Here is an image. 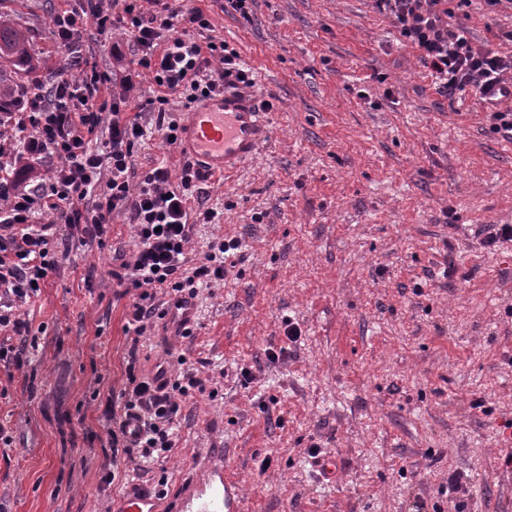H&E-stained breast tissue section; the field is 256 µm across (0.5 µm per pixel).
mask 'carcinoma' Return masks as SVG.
<instances>
[{
	"mask_svg": "<svg viewBox=\"0 0 512 512\" xmlns=\"http://www.w3.org/2000/svg\"><path fill=\"white\" fill-rule=\"evenodd\" d=\"M34 64L28 29L0 16V123L5 112H15L23 99V80L34 77Z\"/></svg>",
	"mask_w": 512,
	"mask_h": 512,
	"instance_id": "obj_1",
	"label": "carcinoma"
}]
</instances>
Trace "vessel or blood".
Here are the masks:
<instances>
[{
	"label": "vessel or blood",
	"instance_id": "vessel-or-blood-1",
	"mask_svg": "<svg viewBox=\"0 0 512 512\" xmlns=\"http://www.w3.org/2000/svg\"><path fill=\"white\" fill-rule=\"evenodd\" d=\"M265 116L254 100L233 91L216 93L192 104L182 121L180 154L210 173L236 169L257 151L265 134ZM175 512H245L243 489L225 478L220 466L208 468L193 489L174 504ZM120 512H162L149 490L135 487Z\"/></svg>",
	"mask_w": 512,
	"mask_h": 512
}]
</instances>
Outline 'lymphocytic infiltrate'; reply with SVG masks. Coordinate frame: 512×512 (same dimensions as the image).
I'll list each match as a JSON object with an SVG mask.
<instances>
[{"label":"lymphocytic infiltrate","mask_w":512,"mask_h":512,"mask_svg":"<svg viewBox=\"0 0 512 512\" xmlns=\"http://www.w3.org/2000/svg\"><path fill=\"white\" fill-rule=\"evenodd\" d=\"M86 2V8L54 15L57 56L70 58L92 24L106 37L122 31L138 59L121 77L93 69L75 79L58 71L51 86L31 84L26 108L7 115V131L21 141L22 150L9 155L0 147V171H12L0 178V330L20 336L29 332L20 306L58 270L55 225L99 240L113 212L129 214L136 251L112 277L136 292L131 322L139 337L149 320L166 316L156 303L158 295H168L177 308L190 303L198 284L223 280L232 251L240 247L237 240L219 238L199 262L190 263L189 215L202 174L185 166L175 184L167 167L158 166L137 177L134 147L147 130L141 113L130 109L137 78L150 76L156 94L145 106L157 114L156 132L167 144H176L180 126L166 118L171 98L191 103L227 86L248 85L247 75L236 66L237 52L216 37L204 45L192 40L193 30L209 29L210 23L202 8H185L184 0H122L118 15L112 12V0ZM374 2L391 17L403 42L417 50L439 92L488 101L493 128L512 136V84L505 80L512 72V56L477 47L453 28V0ZM114 84L119 92L100 99L101 89ZM103 127L108 130L104 140L98 137ZM47 157L55 165L45 183L35 191L26 189L32 160ZM101 182L106 185L102 191L97 188ZM39 215L49 216V223H36ZM201 387L191 374L171 378L163 367L151 377L129 374L124 416L107 430L112 458L147 460L166 452L181 399Z\"/></svg>","instance_id":"obj_1"}]
</instances>
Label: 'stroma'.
I'll use <instances>...</instances> for the list:
<instances>
[{
    "label": "stroma",
    "instance_id": "1",
    "mask_svg": "<svg viewBox=\"0 0 512 512\" xmlns=\"http://www.w3.org/2000/svg\"><path fill=\"white\" fill-rule=\"evenodd\" d=\"M83 4L0 0L29 30L44 85L65 64L51 17ZM188 4L268 105L257 153L208 176L191 204L218 215L197 224L192 254L217 237L242 247L200 289L192 336L158 321L134 355L132 297L112 281L135 250L128 213H113L101 247L58 228L60 269L20 309L38 350L0 361V512H112L135 484L173 500L211 466L240 484L246 512H454L452 471L469 483L467 512H512V243L491 252L480 235L512 225V140L482 99L438 93L373 0H253L245 16ZM450 22L512 55V0H466ZM134 59L125 36L90 28L65 65ZM134 160L138 175L162 164L175 179L186 163L157 135ZM170 349L203 392L181 401L170 451L103 482L107 399Z\"/></svg>",
    "mask_w": 512,
    "mask_h": 512
}]
</instances>
